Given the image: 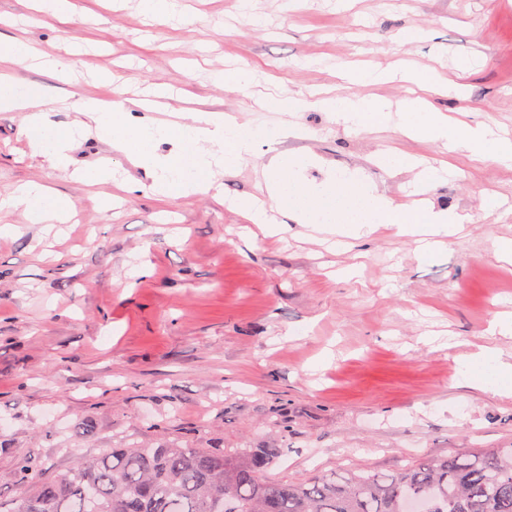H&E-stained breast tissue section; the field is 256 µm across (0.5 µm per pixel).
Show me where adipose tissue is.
<instances>
[{
  "label": "adipose tissue",
  "mask_w": 512,
  "mask_h": 512,
  "mask_svg": "<svg viewBox=\"0 0 512 512\" xmlns=\"http://www.w3.org/2000/svg\"><path fill=\"white\" fill-rule=\"evenodd\" d=\"M0 58L25 67L40 65L63 75L75 68L66 57L40 60L33 47L15 38H0ZM343 78L351 84V92L311 99L283 93L262 101L261 107L286 113L318 110L346 127L376 128L393 121L407 137L441 141L449 151L464 149L486 162L512 166V140L498 136L491 128L426 111L419 99L395 107L383 99L361 96L354 88L367 82V75L347 72ZM52 102L46 87L0 74V109L23 113V129L33 154L48 157L54 166L71 167V149L85 135V119H92L99 136L135 158L150 178L149 191L164 199L209 193L217 173L235 171L255 155L260 143L272 144L279 137L278 130H257L240 122L236 115L221 111L198 113L188 123H140L131 119L125 100L92 95L72 104L80 120L61 125L48 119ZM164 141L173 143V150L157 153V144ZM376 162L391 174L412 172L417 199L395 201L354 175L335 176L319 183L306 181L302 173L317 165V158L280 153L263 167L268 199L238 198L230 201L229 207L270 232L277 229L272 219L276 212L342 240L358 241L387 225L396 235L418 238L426 256L437 252L445 239L471 222V215L436 207L429 200L434 169L399 153L380 155ZM5 209L22 210L35 223L65 224L72 219L75 204L44 184L29 182L0 198V211ZM458 383L511 396L512 361L494 349L478 347L464 357Z\"/></svg>",
  "instance_id": "adipose-tissue-1"
}]
</instances>
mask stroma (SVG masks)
Listing matches in <instances>:
<instances>
[{"mask_svg":"<svg viewBox=\"0 0 512 512\" xmlns=\"http://www.w3.org/2000/svg\"><path fill=\"white\" fill-rule=\"evenodd\" d=\"M64 21L27 0H0V34L43 55L73 54L77 79L23 69L0 72L43 85L57 102L51 121L76 120L71 104L115 77L105 95L135 103L164 83L181 96L167 110L135 108L146 122L190 121L222 110L259 129H282L276 148L314 152L307 180L355 171L404 201L412 174L388 175L373 157L396 151L424 164L453 165L436 206L471 213L464 232L435 255L380 228L334 254L299 224L277 236L211 196L170 201L124 193L145 171L96 132L75 143L74 167L111 164L115 181L86 186L32 155L22 113L0 109V197L39 181L73 199L62 234L1 212L18 226L0 241V505L18 495L20 457L54 479L129 440L153 448L176 437L187 448H274L268 475L301 481L346 468L390 474L424 456L512 447V398L457 384L460 361L479 345L512 354V338L490 334L512 313V264L495 243L512 240V169L448 153L395 127L343 128L327 113L289 118L261 109L269 92L340 94L343 68L389 71L363 94L400 104L420 96L409 70L454 81L462 93H432L433 107L512 137V0H186L196 20H146L138 0H75ZM416 28L419 40L399 34ZM470 68L458 72L456 62ZM239 68L246 93L213 74ZM259 158L220 175L224 197H266ZM503 206L481 210L483 196ZM112 201L97 208L94 198ZM145 273H138L139 265Z\"/></svg>","mask_w":512,"mask_h":512,"instance_id":"stroma-1","label":"stroma"}]
</instances>
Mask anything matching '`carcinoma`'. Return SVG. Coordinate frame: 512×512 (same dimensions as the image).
Listing matches in <instances>:
<instances>
[{
	"instance_id": "cac0c4a2",
	"label": "carcinoma",
	"mask_w": 512,
	"mask_h": 512,
	"mask_svg": "<svg viewBox=\"0 0 512 512\" xmlns=\"http://www.w3.org/2000/svg\"><path fill=\"white\" fill-rule=\"evenodd\" d=\"M276 448H155L132 443L37 480L21 457L24 493L5 512H512V448L421 457L387 476L351 470L269 480Z\"/></svg>"
}]
</instances>
